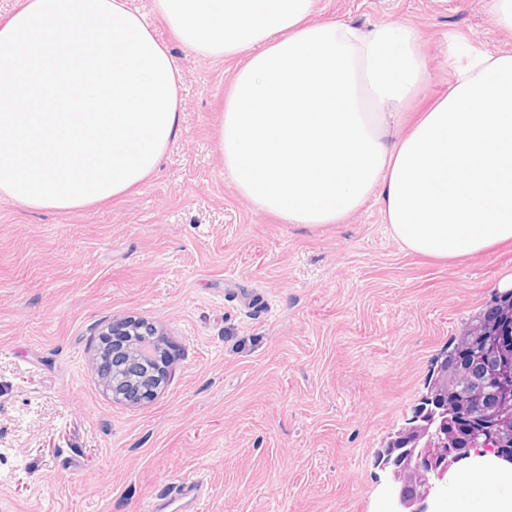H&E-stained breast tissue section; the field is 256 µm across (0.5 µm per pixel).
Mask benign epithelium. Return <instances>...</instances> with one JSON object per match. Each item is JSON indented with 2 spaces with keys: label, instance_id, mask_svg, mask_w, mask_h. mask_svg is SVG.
I'll return each instance as SVG.
<instances>
[{
  "label": "benign epithelium",
  "instance_id": "7a95c632",
  "mask_svg": "<svg viewBox=\"0 0 512 512\" xmlns=\"http://www.w3.org/2000/svg\"><path fill=\"white\" fill-rule=\"evenodd\" d=\"M98 336L112 352V382L103 384V391L114 403L151 401L167 383L171 367L165 333L144 318L128 316L104 325ZM464 351L457 343L441 358L411 422L376 455L375 464L387 474L393 492L392 512H429V501L448 481V469L472 455L512 459V448L483 412L482 401L464 409L450 406L448 357ZM462 421L479 426L478 438L470 441L458 433Z\"/></svg>",
  "mask_w": 512,
  "mask_h": 512
}]
</instances>
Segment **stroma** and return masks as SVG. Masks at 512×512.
<instances>
[{
    "label": "stroma",
    "mask_w": 512,
    "mask_h": 512,
    "mask_svg": "<svg viewBox=\"0 0 512 512\" xmlns=\"http://www.w3.org/2000/svg\"><path fill=\"white\" fill-rule=\"evenodd\" d=\"M489 3L319 0L316 17L417 31L429 79L409 127L472 55L512 52ZM154 27L184 101L155 174L66 213L0 199V512H140L199 472L203 512H389L375 456L512 274V243L436 261L393 238L375 198L323 227L254 211L216 150L234 62ZM128 315L173 354L136 407L104 396L92 359Z\"/></svg>",
    "instance_id": "obj_1"
}]
</instances>
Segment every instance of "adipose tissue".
<instances>
[{"label": "adipose tissue", "mask_w": 512, "mask_h": 512, "mask_svg": "<svg viewBox=\"0 0 512 512\" xmlns=\"http://www.w3.org/2000/svg\"><path fill=\"white\" fill-rule=\"evenodd\" d=\"M317 0H152L196 57L237 62L217 132L239 195L287 224L380 198L438 260L512 241V53H482L398 133L427 77L415 29L319 21ZM181 74L131 0H20L0 20V198L71 211L144 183L180 134ZM452 512H512V464L455 477Z\"/></svg>", "instance_id": "ef3b65f1"}]
</instances>
